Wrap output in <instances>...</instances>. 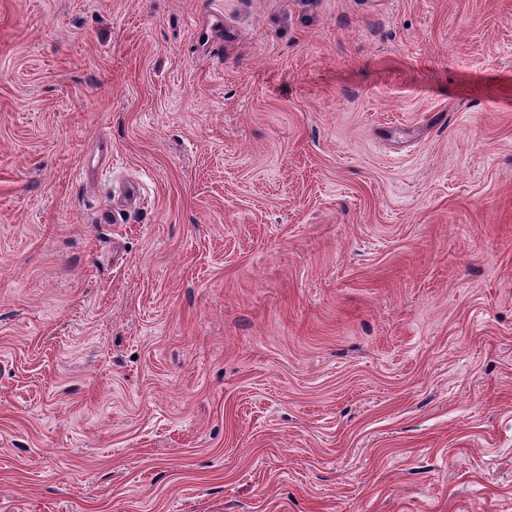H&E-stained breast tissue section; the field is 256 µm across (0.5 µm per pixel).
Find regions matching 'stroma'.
Wrapping results in <instances>:
<instances>
[{
    "label": "stroma",
    "instance_id": "obj_1",
    "mask_svg": "<svg viewBox=\"0 0 512 512\" xmlns=\"http://www.w3.org/2000/svg\"><path fill=\"white\" fill-rule=\"evenodd\" d=\"M0 512H512V0H0Z\"/></svg>",
    "mask_w": 512,
    "mask_h": 512
}]
</instances>
